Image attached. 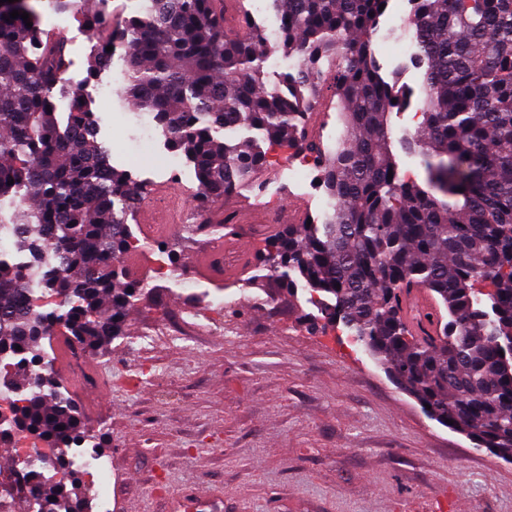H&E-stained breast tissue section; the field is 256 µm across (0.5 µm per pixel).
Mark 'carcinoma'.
<instances>
[{
	"label": "carcinoma",
	"mask_w": 512,
	"mask_h": 512,
	"mask_svg": "<svg viewBox=\"0 0 512 512\" xmlns=\"http://www.w3.org/2000/svg\"><path fill=\"white\" fill-rule=\"evenodd\" d=\"M36 0L0 4V224L13 208L18 252L55 246L43 276L45 309L24 266L0 251V380L12 379L8 429L62 449L101 431L86 425L35 364L59 333L93 355L124 335L143 295L124 261L138 248L125 222L145 188L111 164L97 113L65 90L67 42L41 28ZM96 36L92 73L119 41L128 49L122 95L154 118L170 148L193 165L206 207L245 185L265 154L217 137L248 128L307 150L330 200L317 223L265 240L248 284L278 280L340 320L425 413L497 458L512 459V0H416L417 53L426 61L419 149L427 187L404 181L388 119L403 101L372 60L371 34L389 0H273L278 39L300 66L284 85L264 70L267 36L224 32L212 0H141L118 27L76 0H45ZM29 14L32 27L10 12ZM331 64L347 139L330 150L308 135L321 63ZM69 98L58 111L56 94ZM14 184H8V181ZM479 284L491 291L482 297ZM425 291L433 313L412 321L403 295ZM65 429L59 430L57 426ZM29 479L31 512H77L79 479Z\"/></svg>",
	"instance_id": "1"
}]
</instances>
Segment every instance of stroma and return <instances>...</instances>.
I'll list each match as a JSON object with an SVG mask.
<instances>
[{
    "mask_svg": "<svg viewBox=\"0 0 512 512\" xmlns=\"http://www.w3.org/2000/svg\"><path fill=\"white\" fill-rule=\"evenodd\" d=\"M65 38L67 85L95 101L101 85L114 91L110 106L98 110L113 165L152 198L176 190L192 199L194 171L184 161L172 165L162 134L144 151L133 149L142 129L136 109L119 94L126 47H116L111 70L91 79L94 35L75 22ZM374 59L407 96L389 118L399 174L424 183L422 157L406 140L422 126L425 66L397 56L388 43ZM260 147L264 169L219 201L221 210L239 214L237 235H251L259 207L274 212L279 228V210L293 201L301 204L300 222L318 220L326 197L318 174L289 182L290 146ZM125 265L144 295L124 338L89 359L97 402L84 404L69 373H53L59 391L104 434L112 512H178L180 500L200 492L221 499L222 512H512V462L430 419L342 323L320 319L307 294L289 296L273 280L251 288L234 272L199 279L201 295L191 305L154 272L149 253ZM212 296L231 301V309L210 307ZM202 315L223 334L193 327ZM163 324L170 335H157Z\"/></svg>",
    "mask_w": 512,
    "mask_h": 512,
    "instance_id": "1",
    "label": "stroma"
}]
</instances>
